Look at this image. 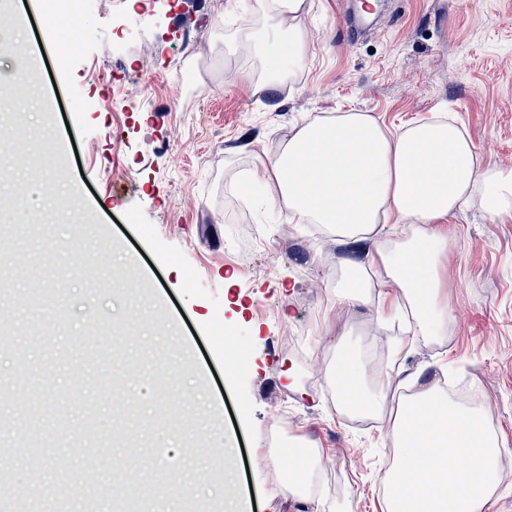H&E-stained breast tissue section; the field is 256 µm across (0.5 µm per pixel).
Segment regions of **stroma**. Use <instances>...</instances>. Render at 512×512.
I'll return each instance as SVG.
<instances>
[{"mask_svg": "<svg viewBox=\"0 0 512 512\" xmlns=\"http://www.w3.org/2000/svg\"><path fill=\"white\" fill-rule=\"evenodd\" d=\"M33 2L0 10V74L11 47L35 51L32 95L0 103V137L22 144L0 153V194L16 198L5 225L32 228L21 268L0 258L13 279L0 289V500L115 512L139 491L147 512H215L226 436L258 512H381L387 420L344 413L325 386L340 328L370 387L388 385L404 340L406 367L469 378L506 440L493 512H512V219L476 204L453 219L450 318L412 339L401 319L336 299L341 243L250 184L304 121L344 110L393 133L452 113L484 161L512 168V0H379L376 29L352 44L333 0H306L277 18L307 52L271 91L241 79L255 51L239 52L230 17L257 0H199L187 40L174 0H87L70 56ZM186 419L196 429L178 436ZM275 419L288 426L272 436ZM300 437L328 451L317 508L285 489ZM184 483L192 501L172 493Z\"/></svg>", "mask_w": 512, "mask_h": 512, "instance_id": "obj_1", "label": "stroma"}]
</instances>
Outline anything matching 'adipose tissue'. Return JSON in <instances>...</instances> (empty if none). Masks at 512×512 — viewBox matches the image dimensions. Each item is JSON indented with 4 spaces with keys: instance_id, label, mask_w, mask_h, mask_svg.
Here are the masks:
<instances>
[{
    "instance_id": "1",
    "label": "adipose tissue",
    "mask_w": 512,
    "mask_h": 512,
    "mask_svg": "<svg viewBox=\"0 0 512 512\" xmlns=\"http://www.w3.org/2000/svg\"><path fill=\"white\" fill-rule=\"evenodd\" d=\"M299 30L258 51L259 68L243 79L259 89L284 80L304 59ZM251 175L276 184L271 207L294 224H320L337 239L359 243L378 225L397 224V239L377 242L370 267L343 263L337 298L373 308L379 321L411 312L408 332L431 336L450 315L448 221L480 202L490 223L512 217V169L483 163L453 119L413 124L390 134L365 112H339L303 124ZM357 358L341 356L327 384L350 407L370 412L381 402L365 389ZM405 389L388 435L396 455L382 476L381 512H492L495 463L503 440L480 409L455 402L439 376L423 367L396 382Z\"/></svg>"
}]
</instances>
